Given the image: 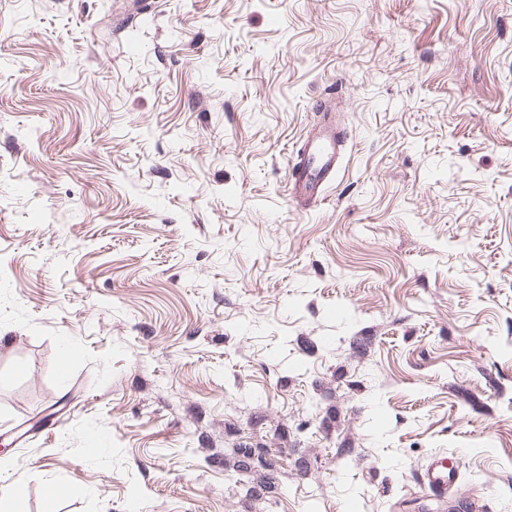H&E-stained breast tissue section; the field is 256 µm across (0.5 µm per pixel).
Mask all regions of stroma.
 Segmentation results:
<instances>
[{
    "label": "stroma",
    "instance_id": "1",
    "mask_svg": "<svg viewBox=\"0 0 512 512\" xmlns=\"http://www.w3.org/2000/svg\"><path fill=\"white\" fill-rule=\"evenodd\" d=\"M436 453L512 512V0H0L19 512H431ZM340 148L336 126L307 134L290 168V195L300 207L308 209L325 201V187L336 175ZM258 448L264 447L258 446V444L254 446L253 443L247 440L239 441L234 445V448H231L232 455L236 460L234 465L236 468L234 471L237 473L234 481L235 486L237 487V484H240L244 488L246 496L251 497L257 493V487L249 484L254 483V474L259 471L258 468L268 470L273 466V463L267 458L268 451L262 453ZM272 471H274V466Z\"/></svg>",
    "mask_w": 512,
    "mask_h": 512
}]
</instances>
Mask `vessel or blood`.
I'll return each mask as SVG.
<instances>
[{"label": "vessel or blood", "instance_id": "vessel-or-blood-1", "mask_svg": "<svg viewBox=\"0 0 512 512\" xmlns=\"http://www.w3.org/2000/svg\"><path fill=\"white\" fill-rule=\"evenodd\" d=\"M340 148L336 126L307 134L290 168V194L300 207L307 209L325 201V187L336 175ZM459 472L457 460L435 454L418 471L417 483L430 497L447 503L451 512H485L481 500L454 495Z\"/></svg>", "mask_w": 512, "mask_h": 512}]
</instances>
